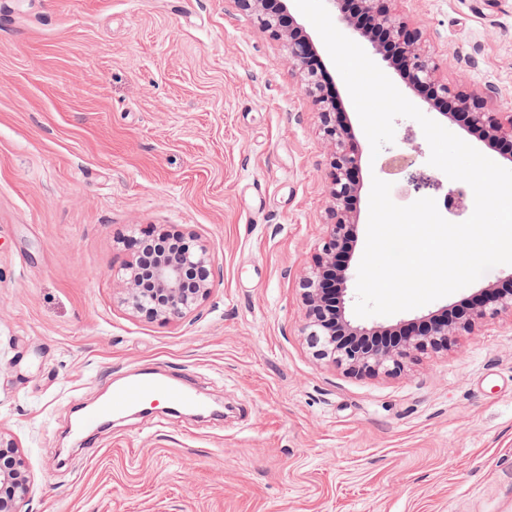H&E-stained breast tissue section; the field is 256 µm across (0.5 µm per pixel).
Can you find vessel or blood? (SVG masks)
<instances>
[{
    "instance_id": "1",
    "label": "vessel or blood",
    "mask_w": 512,
    "mask_h": 512,
    "mask_svg": "<svg viewBox=\"0 0 512 512\" xmlns=\"http://www.w3.org/2000/svg\"><path fill=\"white\" fill-rule=\"evenodd\" d=\"M158 399L197 412L208 409L202 393L192 386L190 380L173 382L146 371L128 383L114 386L108 401L87 414L81 420L80 428L85 434H94L99 421L107 415L126 413Z\"/></svg>"
}]
</instances>
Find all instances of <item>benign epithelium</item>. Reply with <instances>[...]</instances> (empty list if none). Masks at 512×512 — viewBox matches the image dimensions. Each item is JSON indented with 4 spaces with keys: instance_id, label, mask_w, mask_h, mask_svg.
I'll return each mask as SVG.
<instances>
[{
    "instance_id": "7a95c632",
    "label": "benign epithelium",
    "mask_w": 512,
    "mask_h": 512,
    "mask_svg": "<svg viewBox=\"0 0 512 512\" xmlns=\"http://www.w3.org/2000/svg\"><path fill=\"white\" fill-rule=\"evenodd\" d=\"M242 7L257 12L260 26L275 34L285 32L290 41V59L302 69L310 83L315 73L309 68V57L315 53L313 43L303 34L288 11L287 0H239ZM360 10L371 17L377 28L386 32L394 43L399 64L408 72L412 84L429 87L437 98L456 97L469 122L485 129L490 142L512 143V113L504 116L485 111L476 97L453 90L436 80V66L417 46L416 32L394 20L386 0H358ZM325 134L334 144L330 171V195L336 202L333 223L328 225L322 252L317 256L312 274L304 281L303 301L306 327L321 345L318 355L329 358L352 374L386 372L397 369L416 352L443 348L462 332H472L487 319L503 312L512 313V294L487 287L473 297V304L458 320L435 316L397 327H366L346 316V283L351 264L336 266V252L343 235L352 228L355 216L347 210V197L356 190L350 181L362 164L363 147L331 123L330 113L323 112ZM144 231L166 242L150 266L135 257L120 268L115 285L124 300L135 311H143L161 321L180 319L195 313L211 288L214 266L208 249L192 232H173L164 224H154ZM8 457V466L0 467V512H23L29 494V477L19 448L0 440V458Z\"/></svg>"
}]
</instances>
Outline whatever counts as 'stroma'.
<instances>
[{
    "mask_svg": "<svg viewBox=\"0 0 512 512\" xmlns=\"http://www.w3.org/2000/svg\"><path fill=\"white\" fill-rule=\"evenodd\" d=\"M440 82L512 110V0H393ZM368 56L431 119L369 41ZM363 159L394 203L442 198L420 125ZM333 148L288 42L237 0H0V435L30 477L26 512H512V315L353 375L307 337L303 284L331 222ZM407 156L404 169L395 156ZM149 224L190 229L218 275L162 322L112 286ZM512 265L365 326L462 306ZM194 374L223 426L164 406L76 431L144 367Z\"/></svg>",
    "mask_w": 512,
    "mask_h": 512,
    "instance_id": "1",
    "label": "stroma"
}]
</instances>
